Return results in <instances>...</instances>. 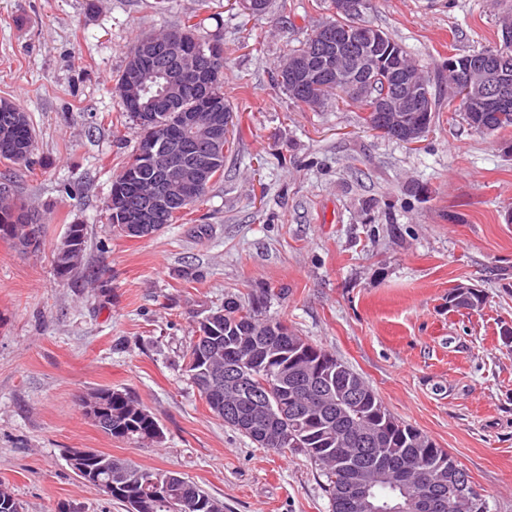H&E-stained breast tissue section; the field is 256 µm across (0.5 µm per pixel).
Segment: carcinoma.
Instances as JSON below:
<instances>
[{
	"mask_svg": "<svg viewBox=\"0 0 512 512\" xmlns=\"http://www.w3.org/2000/svg\"><path fill=\"white\" fill-rule=\"evenodd\" d=\"M335 0H327L330 14L318 27L333 26L342 35L346 55L344 56L343 76L350 73L351 58L372 51V44L366 33L375 27L363 21V15L371 9V0H348L354 8L346 12L332 11ZM502 43L487 46L473 53L461 55L455 61L464 66H471L470 77L474 81H483L484 70L480 69L483 56L491 51L505 54L504 65L512 75V14L507 12L498 18ZM176 28L190 34L187 52L191 55L209 54L211 41L219 34H201V23L186 19ZM386 42L377 48L379 65L371 74L365 88L366 98L357 101L364 105L375 96H380L385 86L392 84L394 69L392 61L399 60L414 71L415 79L421 89L428 94L427 111L402 112L398 127L390 128L386 138L407 143L405 128L416 123L431 126L437 112L439 99L432 91L430 80L420 72L409 54L390 35H385ZM161 87L160 79L148 80L139 91L140 105L148 109L151 100ZM288 97L295 103L310 105L317 101L324 106L328 97L334 95L347 102L340 93L326 91L320 96H313L302 83H281ZM11 105V113L17 116L14 125V139L34 150L35 129L29 115L10 99L0 98L1 102ZM121 110L126 112L139 130L135 152L112 180L110 199H116L132 191V187L153 175L148 152L144 143L149 140V127L138 121L139 112L127 101H121ZM230 144L224 139L213 149L212 178L224 173L225 147ZM38 222V216L25 210L10 199V195L0 194V236L14 239L22 246H28L25 239V221ZM67 236L74 250L65 257H53L54 271L63 279L80 264L86 243V227L72 224ZM486 303L482 291L454 296L448 299V307L457 311L474 310ZM217 321L212 329L199 328V338L190 347L188 372L191 382L198 389L212 413L229 426H234L232 416L247 418L253 422L257 433L281 435L288 433V440L277 444H268L265 449L282 454L286 451L303 455L321 475L326 478V493L329 496L331 512H362L360 502L350 485L353 481L350 465L371 466V460L359 454L362 435L376 429L386 430V440L379 444L381 451L395 464L396 470L389 479L375 486L376 493L385 500L404 496H415L437 474L438 462L448 455V451L437 444L419 429L401 422L384 406L375 390L365 379L350 366L336 358L335 355L318 347L277 318L270 317L262 311L260 301L249 305L242 304L237 298H224V307L215 310ZM238 360H246L245 368L251 374L254 383L261 387L269 382L273 372L289 373L298 364H303L311 372L315 371L330 387L332 403L326 405L318 402L296 384L287 383L283 388L272 389L268 403L275 407L273 416H262L254 412L257 402L243 394L230 398L224 392L211 389L204 380L202 370L211 366L213 370L224 372V366ZM351 385L362 390L363 401L349 404L344 400V392ZM158 425L151 412L143 405L131 399L121 390H112V424L102 427L104 433L121 439H151L153 429ZM112 461V473H125L134 478L146 471V468L134 465L126 460L104 455ZM150 474L159 484L166 487L168 498L176 501L177 512H208L213 500L207 492L185 478H176L170 471L150 470ZM119 496L135 497L142 503L156 500L158 488L144 481H134L128 489L118 488ZM21 505L8 486L0 483V512H20Z\"/></svg>",
	"mask_w": 512,
	"mask_h": 512,
	"instance_id": "obj_1",
	"label": "carcinoma"
}]
</instances>
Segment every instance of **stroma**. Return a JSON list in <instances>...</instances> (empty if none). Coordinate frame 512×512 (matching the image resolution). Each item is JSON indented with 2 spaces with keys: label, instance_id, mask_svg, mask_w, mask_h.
<instances>
[{
  "label": "stroma",
  "instance_id": "35a3bbf8",
  "mask_svg": "<svg viewBox=\"0 0 512 512\" xmlns=\"http://www.w3.org/2000/svg\"><path fill=\"white\" fill-rule=\"evenodd\" d=\"M0 0V98L35 128L29 163L0 160L41 219L39 247L0 238V483L22 512H125L68 467L95 448L180 473L224 512H330L303 456L258 447L217 418L187 376L197 322L266 295L268 316L360 373L396 418L445 448L486 498L512 512V129L452 119L447 96L419 145L378 136L363 110L294 103L277 83L289 51L326 17L323 0ZM497 0H372L437 88L449 56L501 41ZM195 15L224 38L233 112L224 175L156 237L108 224L113 177L138 130L115 79L137 38ZM87 227L67 279L53 252ZM483 290L454 311L459 285ZM131 393L156 418L150 442L117 439L80 397ZM457 288H459V289L458 290L453 289V291L457 290V291H455L456 296H454L453 298L449 297L453 293V291H451L448 294V307L449 308L455 309L456 311H460L461 309L474 310V309L480 308L482 305H484L486 303V297L482 293V291H480L478 289H474V291H472V292L468 291L466 293L467 289L473 290V287L459 286ZM460 293H462V295H459ZM457 295H459V296H457Z\"/></svg>",
  "mask_w": 512,
  "mask_h": 512
}]
</instances>
